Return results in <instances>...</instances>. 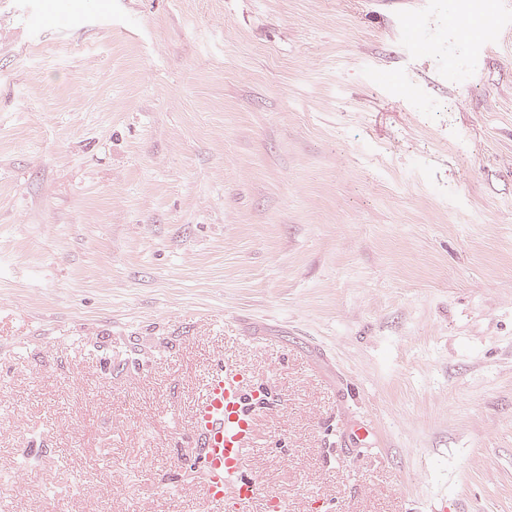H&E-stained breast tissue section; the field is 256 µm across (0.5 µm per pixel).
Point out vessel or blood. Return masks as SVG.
<instances>
[{
	"label": "vessel or blood",
	"mask_w": 512,
	"mask_h": 512,
	"mask_svg": "<svg viewBox=\"0 0 512 512\" xmlns=\"http://www.w3.org/2000/svg\"><path fill=\"white\" fill-rule=\"evenodd\" d=\"M265 399L264 389L244 390L237 366L220 363L210 374L192 422L209 503L222 504L229 495L240 512H253L259 487L244 462L253 442V408Z\"/></svg>",
	"instance_id": "b4317fda"
}]
</instances>
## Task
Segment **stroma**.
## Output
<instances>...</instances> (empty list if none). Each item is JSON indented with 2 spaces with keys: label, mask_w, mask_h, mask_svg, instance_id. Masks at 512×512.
I'll return each instance as SVG.
<instances>
[{
  "label": "stroma",
  "mask_w": 512,
  "mask_h": 512,
  "mask_svg": "<svg viewBox=\"0 0 512 512\" xmlns=\"http://www.w3.org/2000/svg\"><path fill=\"white\" fill-rule=\"evenodd\" d=\"M383 2L0 0V512H213L219 361L287 512H512L508 0Z\"/></svg>",
  "instance_id": "35a3bbf8"
}]
</instances>
